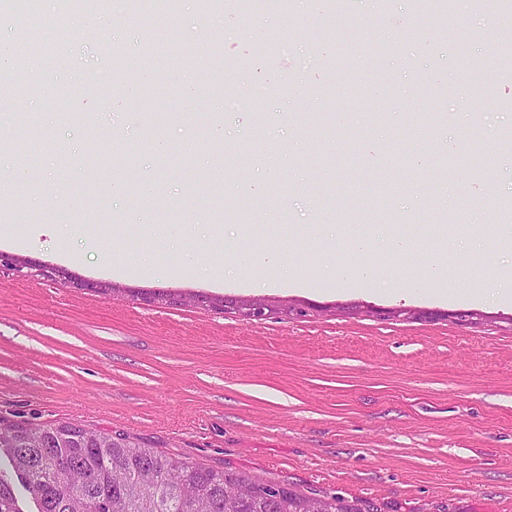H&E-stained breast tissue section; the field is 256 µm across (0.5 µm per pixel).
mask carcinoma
<instances>
[{
	"instance_id": "cac0c4a2",
	"label": "carcinoma",
	"mask_w": 512,
	"mask_h": 512,
	"mask_svg": "<svg viewBox=\"0 0 512 512\" xmlns=\"http://www.w3.org/2000/svg\"><path fill=\"white\" fill-rule=\"evenodd\" d=\"M178 0H126L132 15L161 20ZM100 0H63L58 16L57 49L65 61L67 17L98 15ZM18 39L9 49L11 63L26 69L40 39L34 12L13 15ZM303 512L312 500L323 512H376L375 505L340 495H307L281 481H254L233 470H216L162 455L127 436L87 431L73 423L30 425L0 420V512Z\"/></svg>"
}]
</instances>
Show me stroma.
<instances>
[{
  "mask_svg": "<svg viewBox=\"0 0 512 512\" xmlns=\"http://www.w3.org/2000/svg\"><path fill=\"white\" fill-rule=\"evenodd\" d=\"M460 26L413 0H345L220 16L179 4L157 42L143 18L70 28L67 67L41 61L15 111L42 129L25 195L44 212L25 246L0 240V419L72 422L167 456L382 512H512V306L489 297L512 269L498 227L512 200V69L502 65L497 0H455ZM447 38H439V30ZM113 49L112 81L82 75ZM162 104L146 111L141 67ZM242 85L263 109L238 108ZM223 126L224 137L210 136ZM165 140L161 153L146 148ZM280 161L276 179L248 155ZM149 213L150 226L133 224ZM447 214L455 270L447 293L407 290L370 255L371 282L328 293L284 288L272 267L225 280L242 252L286 248L299 279L376 216L426 242ZM181 225L199 270L164 244ZM342 233L327 239L329 225ZM154 252L149 272L127 251ZM67 270L109 285L80 291ZM142 290L198 293L224 309L148 304ZM271 306L247 322L234 304ZM457 311L471 313L457 322Z\"/></svg>",
  "mask_w": 512,
  "mask_h": 512,
  "instance_id": "1",
  "label": "stroma"
}]
</instances>
